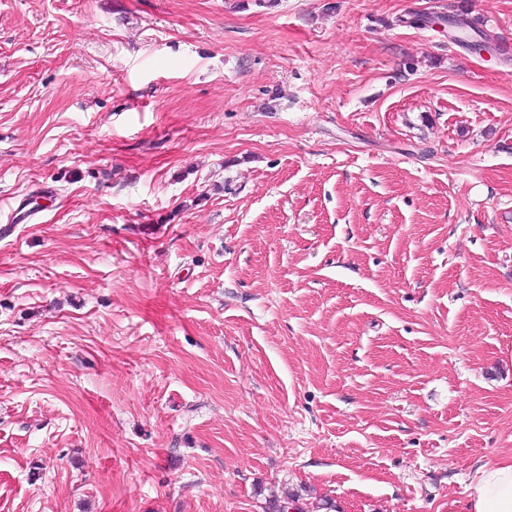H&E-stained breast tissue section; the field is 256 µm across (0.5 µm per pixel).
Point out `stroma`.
<instances>
[{
  "label": "stroma",
  "mask_w": 512,
  "mask_h": 512,
  "mask_svg": "<svg viewBox=\"0 0 512 512\" xmlns=\"http://www.w3.org/2000/svg\"><path fill=\"white\" fill-rule=\"evenodd\" d=\"M505 42L512 0H0V225L55 193L0 237V512H465L512 457ZM448 23L458 26L461 29V34L463 35L460 38V42L465 43L467 46L471 48L485 47V42H489L490 38L488 34H486L483 30L478 28H473L471 25L467 24L461 18H449ZM475 37H471L474 36ZM470 38V39H469ZM30 203L25 198L16 199L10 208L8 224L0 226L2 237L10 233L13 224H28L35 213L29 208Z\"/></svg>",
  "instance_id": "35a3bbf8"
}]
</instances>
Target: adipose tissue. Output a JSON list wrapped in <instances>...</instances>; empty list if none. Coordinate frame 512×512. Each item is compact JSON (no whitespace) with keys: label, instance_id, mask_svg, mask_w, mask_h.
Returning a JSON list of instances; mask_svg holds the SVG:
<instances>
[{"label":"adipose tissue","instance_id":"1","mask_svg":"<svg viewBox=\"0 0 512 512\" xmlns=\"http://www.w3.org/2000/svg\"><path fill=\"white\" fill-rule=\"evenodd\" d=\"M467 498V512H512V459L478 465Z\"/></svg>","mask_w":512,"mask_h":512}]
</instances>
